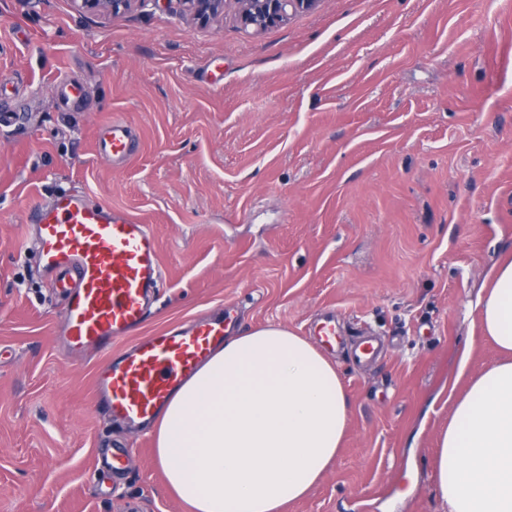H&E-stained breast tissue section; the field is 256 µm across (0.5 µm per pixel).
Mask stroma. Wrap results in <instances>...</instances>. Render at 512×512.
Wrapping results in <instances>:
<instances>
[{
    "instance_id": "1",
    "label": "stroma",
    "mask_w": 512,
    "mask_h": 512,
    "mask_svg": "<svg viewBox=\"0 0 512 512\" xmlns=\"http://www.w3.org/2000/svg\"><path fill=\"white\" fill-rule=\"evenodd\" d=\"M233 6L201 28L178 0L77 13L0 0V512H191L153 436L94 404L95 362L61 355L63 305L21 244L60 190L124 210L160 244L141 333L229 313L312 337L334 308L386 358L356 373L342 448L283 512H440L433 469L458 352L497 360L470 308L512 255V0H320L255 34ZM86 89L54 102L58 77ZM120 117L139 138L98 156ZM132 448L121 478L99 461ZM135 151L132 127L123 119L113 118L102 130L97 141V152L115 164L125 162Z\"/></svg>"
}]
</instances>
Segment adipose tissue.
<instances>
[{"mask_svg":"<svg viewBox=\"0 0 512 512\" xmlns=\"http://www.w3.org/2000/svg\"><path fill=\"white\" fill-rule=\"evenodd\" d=\"M480 336L504 357L451 406L435 462L443 512H512V259L479 296ZM350 399L306 337L266 324L225 337L151 423L168 486L192 512H280L336 459Z\"/></svg>","mask_w":512,"mask_h":512,"instance_id":"ef3b65f1","label":"adipose tissue"}]
</instances>
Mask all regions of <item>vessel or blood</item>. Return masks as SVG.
Here are the masks:
<instances>
[{"label": "vessel or blood", "instance_id": "1", "mask_svg": "<svg viewBox=\"0 0 512 512\" xmlns=\"http://www.w3.org/2000/svg\"><path fill=\"white\" fill-rule=\"evenodd\" d=\"M58 103L71 107L84 97L75 79L55 82ZM135 150L132 127L115 118L102 130L97 152L113 163ZM29 240L49 288L63 304L59 333L70 355H106L94 377V397L117 423L145 426L156 419L171 395L210 352L222 344L227 318H202L179 328L141 335L163 273L157 243L148 225L68 191L30 210ZM335 311L324 312L316 331L327 348L341 344ZM127 340L111 356L113 342ZM383 346L373 334L358 332L350 347L357 368L376 362Z\"/></svg>", "mask_w": 512, "mask_h": 512}]
</instances>
